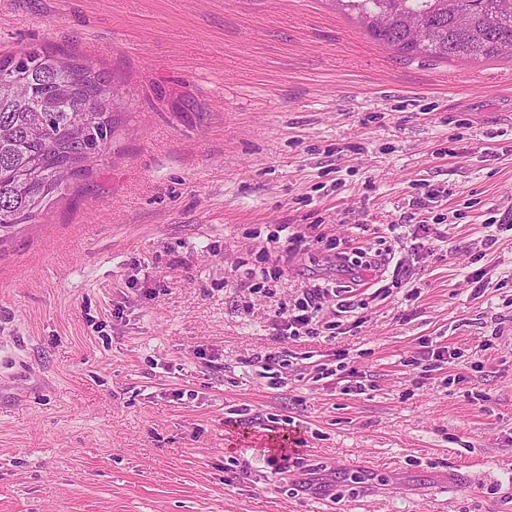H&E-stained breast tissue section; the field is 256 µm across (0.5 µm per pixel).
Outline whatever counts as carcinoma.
Segmentation results:
<instances>
[{
	"label": "carcinoma",
	"mask_w": 512,
	"mask_h": 512,
	"mask_svg": "<svg viewBox=\"0 0 512 512\" xmlns=\"http://www.w3.org/2000/svg\"><path fill=\"white\" fill-rule=\"evenodd\" d=\"M406 55L471 62L512 57L501 0H334ZM121 99L104 71L45 47L0 54V245L86 176L118 131Z\"/></svg>",
	"instance_id": "obj_1"
}]
</instances>
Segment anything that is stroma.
Listing matches in <instances>:
<instances>
[{
    "label": "stroma",
    "instance_id": "obj_1",
    "mask_svg": "<svg viewBox=\"0 0 512 512\" xmlns=\"http://www.w3.org/2000/svg\"><path fill=\"white\" fill-rule=\"evenodd\" d=\"M33 45L127 109L0 246V512H512V59L405 56L333 0H0ZM314 284L359 327L274 339Z\"/></svg>",
    "mask_w": 512,
    "mask_h": 512
}]
</instances>
